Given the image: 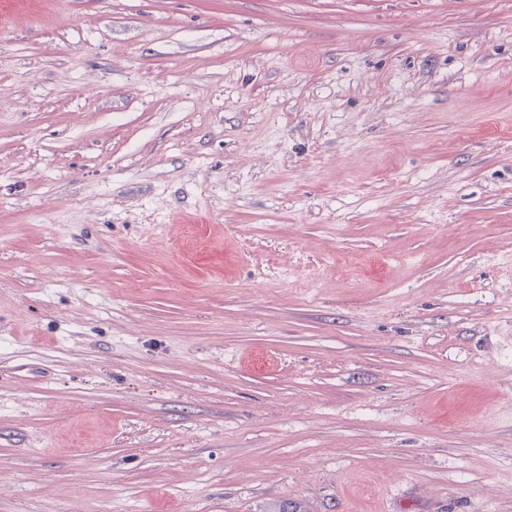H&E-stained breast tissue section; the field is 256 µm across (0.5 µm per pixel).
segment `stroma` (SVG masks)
<instances>
[{"mask_svg": "<svg viewBox=\"0 0 512 512\" xmlns=\"http://www.w3.org/2000/svg\"><path fill=\"white\" fill-rule=\"evenodd\" d=\"M512 512V0H0V512Z\"/></svg>", "mask_w": 512, "mask_h": 512, "instance_id": "obj_1", "label": "stroma"}]
</instances>
